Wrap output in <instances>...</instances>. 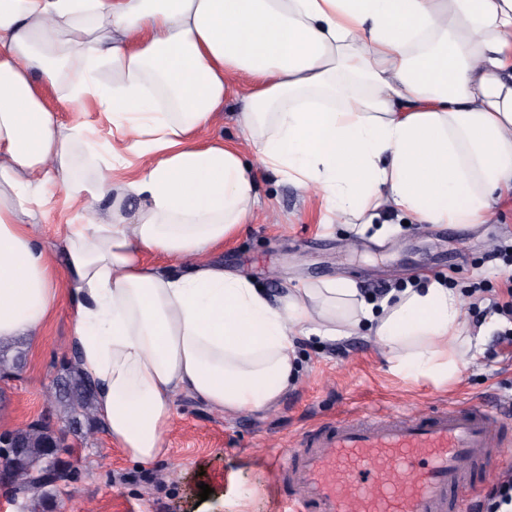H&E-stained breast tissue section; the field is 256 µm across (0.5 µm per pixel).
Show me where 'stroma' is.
Wrapping results in <instances>:
<instances>
[{
    "instance_id": "obj_1",
    "label": "stroma",
    "mask_w": 512,
    "mask_h": 512,
    "mask_svg": "<svg viewBox=\"0 0 512 512\" xmlns=\"http://www.w3.org/2000/svg\"><path fill=\"white\" fill-rule=\"evenodd\" d=\"M251 82L240 77L235 97L213 125L199 132V143L217 140L252 157L250 140L237 122L238 95ZM46 106L67 124H90L97 157L75 148L78 172L105 169L112 126L103 114L88 112L44 88ZM261 201L244 230L213 255L225 270L251 279L270 294L305 288L331 279L356 283L365 296L375 289L395 290L432 279L444 280L464 304L469 326L484 328L481 345L462 359L456 379L438 386L431 380L394 373L373 340L358 334L336 340L311 337L296 346L298 370L279 403L267 410L228 414L187 394L174 398L166 451L153 465L130 461L106 431L89 443L67 438L66 459L74 481L55 491L38 512H286L288 489L272 460L303 431L341 413L378 408L411 412L479 399L501 411L512 408V348L500 335L512 319L488 312L501 282L512 274V198L502 200L482 224L396 223L382 237L357 235L331 222L319 195L258 172ZM72 320L66 308L47 324L41 337L24 342L22 372L0 381V428L44 418L60 427L44 391L74 357ZM212 490L199 497V484Z\"/></svg>"
}]
</instances>
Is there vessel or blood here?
Instances as JSON below:
<instances>
[{"instance_id":"obj_1","label":"vessel or blood","mask_w":512,"mask_h":512,"mask_svg":"<svg viewBox=\"0 0 512 512\" xmlns=\"http://www.w3.org/2000/svg\"><path fill=\"white\" fill-rule=\"evenodd\" d=\"M512 419L485 404L346 414L275 460L291 512H468L512 460Z\"/></svg>"}]
</instances>
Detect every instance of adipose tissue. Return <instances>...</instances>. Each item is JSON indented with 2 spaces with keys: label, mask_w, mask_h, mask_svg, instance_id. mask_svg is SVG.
Here are the masks:
<instances>
[{
  "label": "adipose tissue",
  "mask_w": 512,
  "mask_h": 512,
  "mask_svg": "<svg viewBox=\"0 0 512 512\" xmlns=\"http://www.w3.org/2000/svg\"><path fill=\"white\" fill-rule=\"evenodd\" d=\"M242 75L254 165L194 139ZM45 85L107 115L110 174H78L73 146L96 145ZM260 167L317 186L346 225L482 223L512 194V0H0V343L66 306L97 416L140 465L164 454L176 394L275 406L299 337L365 327L393 372L458 375L462 302L441 281L378 304L344 279L274 300L212 261L259 206ZM54 188L75 217L59 266L38 238Z\"/></svg>",
  "instance_id": "adipose-tissue-1"
}]
</instances>
